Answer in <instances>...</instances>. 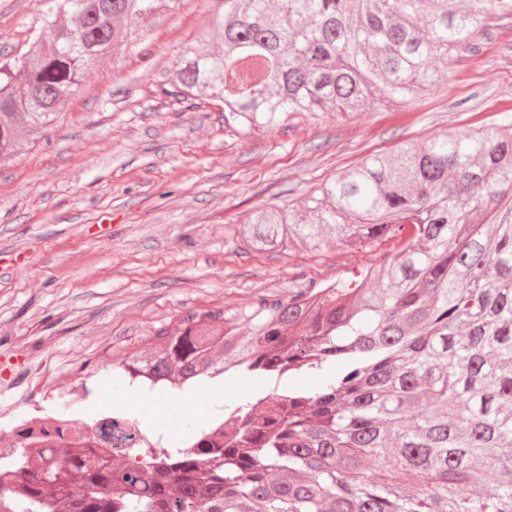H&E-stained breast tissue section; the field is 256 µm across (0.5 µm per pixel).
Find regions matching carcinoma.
I'll return each instance as SVG.
<instances>
[{
	"label": "carcinoma",
	"instance_id": "obj_1",
	"mask_svg": "<svg viewBox=\"0 0 512 512\" xmlns=\"http://www.w3.org/2000/svg\"><path fill=\"white\" fill-rule=\"evenodd\" d=\"M162 0H53L29 60L0 63V158L50 126L97 58ZM224 48L186 47L171 91L211 96L240 123L366 111L434 82L512 0H225ZM254 250L385 245L387 262L224 316L190 312L117 365L216 384L214 369L312 391L224 405L230 431L154 450L158 466L94 449L31 469L0 512H512V125L403 145L351 168L300 211L260 208Z\"/></svg>",
	"mask_w": 512,
	"mask_h": 512
}]
</instances>
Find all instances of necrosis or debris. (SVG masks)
Masks as SVG:
<instances>
[{
	"label": "necrosis or debris",
	"mask_w": 512,
	"mask_h": 512,
	"mask_svg": "<svg viewBox=\"0 0 512 512\" xmlns=\"http://www.w3.org/2000/svg\"><path fill=\"white\" fill-rule=\"evenodd\" d=\"M137 390L138 406L135 414H127L120 406L100 401L97 389L85 383L70 384L59 388L46 386L48 404H54V412H47L46 406L33 408L23 413L26 421H38L54 416L63 426L61 434H50L46 442L30 444L26 456L34 466L67 456L86 443H94L103 455H111L119 447L122 434L132 433L133 447H153L154 441L143 430L142 424L156 420L158 428L169 433L179 432L186 417L198 415L199 411L211 413L210 437L215 444L224 442V421L217 418V407L209 403L198 407L193 395L184 388L179 379L161 377L149 370H141L132 377ZM112 421L111 440L98 437L100 422Z\"/></svg>",
	"instance_id": "4bbe7bcc"
}]
</instances>
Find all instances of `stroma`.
I'll return each mask as SVG.
<instances>
[{
	"mask_svg": "<svg viewBox=\"0 0 512 512\" xmlns=\"http://www.w3.org/2000/svg\"><path fill=\"white\" fill-rule=\"evenodd\" d=\"M49 5L0 0V58H27ZM223 7L165 0L98 58L53 128L0 163V251L29 256L0 271V358L22 359L0 377V420L87 367L125 400L108 351L138 348L186 313L229 315L383 259L358 245L253 250L236 229L256 208H301L314 187L402 144L512 123L511 14L434 61L435 84L404 105L248 127L222 102L164 93L180 50ZM91 224L111 238H87Z\"/></svg>",
	"mask_w": 512,
	"mask_h": 512,
	"instance_id": "obj_1",
	"label": "stroma"
}]
</instances>
